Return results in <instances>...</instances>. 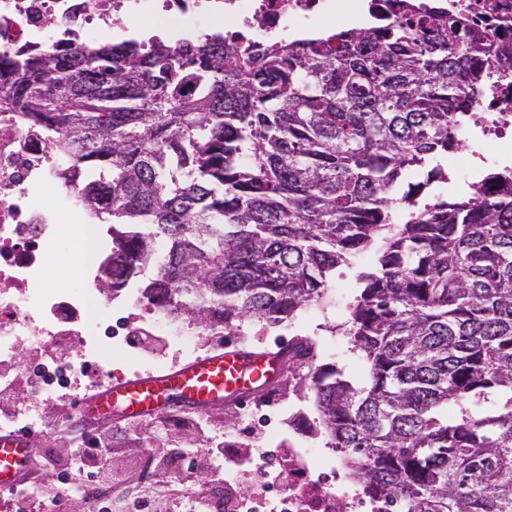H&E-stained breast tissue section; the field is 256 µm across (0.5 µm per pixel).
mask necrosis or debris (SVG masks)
Returning <instances> with one entry per match:
<instances>
[{
  "label": "necrosis or debris",
  "mask_w": 512,
  "mask_h": 512,
  "mask_svg": "<svg viewBox=\"0 0 512 512\" xmlns=\"http://www.w3.org/2000/svg\"><path fill=\"white\" fill-rule=\"evenodd\" d=\"M395 12L389 0H0V62L18 50L52 54L73 44L92 48L121 44L137 30L155 28L181 37H204L211 26L252 43L291 42L298 30L342 21L372 25ZM458 136L496 143L497 151L455 167L480 192L477 166L512 164V70L492 77ZM79 178L62 180L42 133L25 116L0 110V355L16 348L47 347L63 336L71 350L68 364L46 361L29 376L32 404L21 406L18 422L43 429L37 401L70 386L79 370L101 382L102 350L128 344L130 337L169 330L161 311L114 314L92 289L61 288L62 225L79 218L75 199ZM268 493H236L224 512H399L381 493L349 475L337 448H290L278 459Z\"/></svg>",
  "instance_id": "obj_1"
}]
</instances>
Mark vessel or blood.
<instances>
[{
    "mask_svg": "<svg viewBox=\"0 0 512 512\" xmlns=\"http://www.w3.org/2000/svg\"><path fill=\"white\" fill-rule=\"evenodd\" d=\"M275 358L232 349L194 359L169 371L101 386L81 402L83 416L121 414L143 417L178 402L190 408L230 401L269 384L277 372ZM33 440L22 431L0 432V487L18 482L29 465Z\"/></svg>",
    "mask_w": 512,
    "mask_h": 512,
    "instance_id": "vessel-or-blood-1",
    "label": "vessel or blood"
}]
</instances>
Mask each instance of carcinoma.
I'll use <instances>...</instances> for the list:
<instances>
[{
  "instance_id": "cac0c4a2",
  "label": "carcinoma",
  "mask_w": 512,
  "mask_h": 512,
  "mask_svg": "<svg viewBox=\"0 0 512 512\" xmlns=\"http://www.w3.org/2000/svg\"><path fill=\"white\" fill-rule=\"evenodd\" d=\"M398 8L292 46L214 32L21 55L0 104L82 167L112 243L102 286L151 266L140 301L195 324L290 320L376 249L336 326L363 382L333 363L308 376L328 445L406 512H512V194L418 200L512 46L435 0Z\"/></svg>"
}]
</instances>
